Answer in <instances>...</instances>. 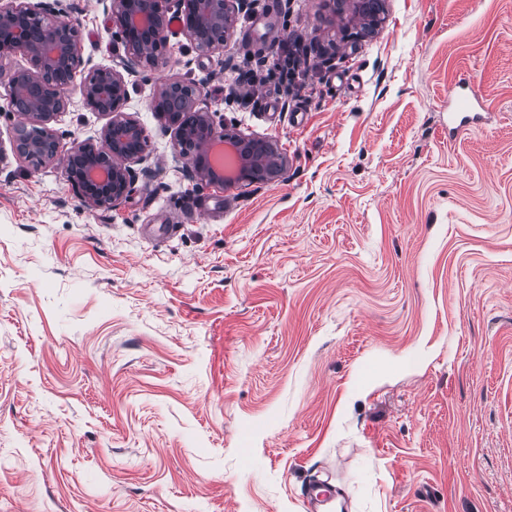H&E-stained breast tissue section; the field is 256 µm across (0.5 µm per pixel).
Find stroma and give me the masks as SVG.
I'll return each mask as SVG.
<instances>
[{
  "mask_svg": "<svg viewBox=\"0 0 512 512\" xmlns=\"http://www.w3.org/2000/svg\"><path fill=\"white\" fill-rule=\"evenodd\" d=\"M54 6L82 59L64 153L98 142L80 87L126 53L108 0ZM349 11L259 0L208 56L169 23L127 76L148 146L108 208L14 153L29 61L0 58V512H512V0H385L345 40ZM293 38L290 83L267 69ZM464 75L489 107L452 136ZM171 79L284 173L198 185L151 109Z\"/></svg>",
  "mask_w": 512,
  "mask_h": 512,
  "instance_id": "1",
  "label": "stroma"
}]
</instances>
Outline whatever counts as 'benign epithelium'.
<instances>
[{"label": "benign epithelium", "mask_w": 512, "mask_h": 512, "mask_svg": "<svg viewBox=\"0 0 512 512\" xmlns=\"http://www.w3.org/2000/svg\"><path fill=\"white\" fill-rule=\"evenodd\" d=\"M115 36L129 59L124 69L152 67L166 59L168 14L201 54L222 49L245 0H111ZM351 9L367 21L366 33L376 31L383 19L366 10L363 0ZM77 29L55 14L48 0H8L0 5V57L23 52L31 67L18 69L9 79L8 106L21 102L24 119L16 128L14 151L35 165L58 158L59 142L49 123L68 105L67 90L82 64L76 47ZM90 109L108 117L100 143L76 141L61 158L68 181L83 202L109 207L127 197L134 170L143 160L148 136L133 121L124 105L128 82L114 68L100 69L81 86ZM201 89L194 82L173 80L162 85L151 108L173 131L175 158L190 164L202 185L242 188L267 182L282 173L286 159L271 144L244 140L229 126L219 129L211 112L201 108Z\"/></svg>", "instance_id": "1"}]
</instances>
